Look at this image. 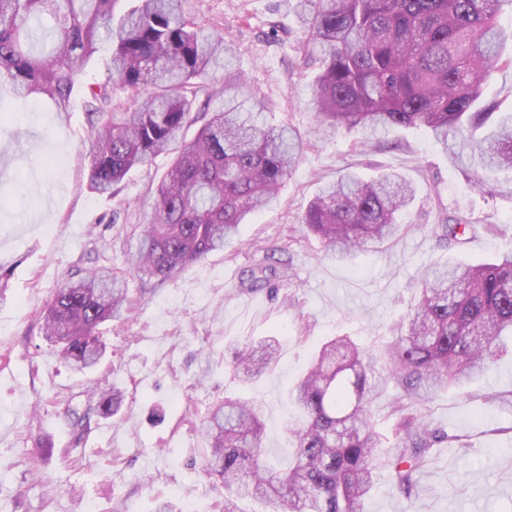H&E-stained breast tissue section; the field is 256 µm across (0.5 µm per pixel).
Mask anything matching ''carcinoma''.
Returning a JSON list of instances; mask_svg holds the SVG:
<instances>
[{
    "instance_id": "1",
    "label": "carcinoma",
    "mask_w": 512,
    "mask_h": 512,
    "mask_svg": "<svg viewBox=\"0 0 512 512\" xmlns=\"http://www.w3.org/2000/svg\"><path fill=\"white\" fill-rule=\"evenodd\" d=\"M0 0V81L49 100L59 118L71 109L85 63L110 46L112 85L133 93L122 112L106 109L112 90L84 87L93 132L89 187L112 194L135 166L174 158L159 179L145 229L128 254L129 271L163 282L231 244L245 219L267 207L307 139L266 120L268 105L231 66L223 34L198 25L185 0ZM503 0H295L315 54L313 133L344 129L360 144L406 128L428 132L453 168L472 170L470 188L512 197V112L484 100L491 73L512 68L503 56ZM224 71V105L192 139L200 118L196 79ZM416 186L397 172L363 179L354 172L323 185L302 216L308 233L338 260L377 248L403 229L399 216ZM448 249L474 225L459 216L437 225ZM124 272L89 271L56 289L41 314L47 340L74 371L96 367L106 352L97 326L129 309ZM377 371L349 336L315 351L290 390L303 420L287 428L294 456L279 468L263 448L261 403L212 402L199 424L208 475L224 487V512L252 499L267 512H364L382 441L372 421L375 397L391 383L396 447L387 466L391 489L410 499L434 449L461 441L413 408L449 387L480 378L512 355V252L493 262L448 260L420 279L418 302L397 324ZM275 342L246 340L230 369L241 385L275 370ZM119 390L102 388L96 406L116 413Z\"/></svg>"
}]
</instances>
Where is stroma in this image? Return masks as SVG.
I'll return each mask as SVG.
<instances>
[{"label": "stroma", "mask_w": 512, "mask_h": 512, "mask_svg": "<svg viewBox=\"0 0 512 512\" xmlns=\"http://www.w3.org/2000/svg\"><path fill=\"white\" fill-rule=\"evenodd\" d=\"M197 21L234 41L237 68L268 100V119L299 132L313 125L316 66L290 0H191ZM91 129L82 92L67 121L40 99L0 86V512H222L224 491L204 466L196 430L212 398L262 403L269 457L287 467L285 432L299 414L289 390L313 352L334 336L373 351L417 300L429 265L483 263L512 251V198L471 191L461 170L425 132L400 130L363 147L356 134L311 137L266 209L250 216L225 250L164 282L128 278L132 307L99 330L108 348L86 375L69 370L44 340L40 313L56 288L85 270L125 267L145 227L169 159L132 169L113 195L87 186ZM395 171L417 187L383 246L339 261L300 222L308 200L344 169ZM476 226L444 248L433 232L450 215ZM275 259L277 279L243 287L248 271ZM276 337L279 367L241 386L230 378L234 343ZM124 399L117 416L89 413L105 385ZM512 356L466 387L438 392L421 414L461 443L436 449L411 499L391 492L379 467L368 512H512ZM88 413L85 431L74 416Z\"/></svg>", "instance_id": "1"}]
</instances>
